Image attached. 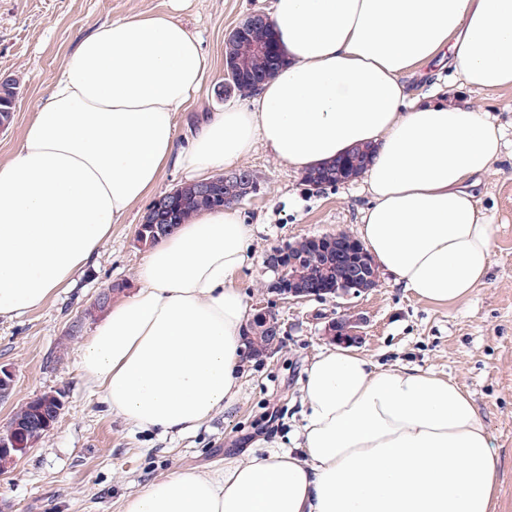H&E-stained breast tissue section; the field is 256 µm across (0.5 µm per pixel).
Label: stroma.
Here are the masks:
<instances>
[{
	"label": "stroma",
	"instance_id": "35a3bbf8",
	"mask_svg": "<svg viewBox=\"0 0 512 512\" xmlns=\"http://www.w3.org/2000/svg\"><path fill=\"white\" fill-rule=\"evenodd\" d=\"M274 0H0V78L11 77L19 94L11 124L0 129V162L18 147L35 104L79 40L102 24L144 13H170L201 42L210 60L204 80L182 112L176 132L186 135L212 112L244 96L226 92L225 37L254 12L272 14ZM412 94L439 90L487 112L504 133L503 157L480 180L476 198L493 230V264L471 296L452 305L416 297L381 274L377 287L343 300L280 299L267 293L263 260L272 247L307 236L357 233L369 197L354 181L318 189L301 173L256 144L242 166L252 169L260 191L239 207L253 235L233 285L250 311L275 310L282 343L262 361L242 368L236 400L199 429L162 434L128 426L82 379L78 355L84 335L69 336L74 320L111 282L135 283L147 252L136 241L149 207H133L102 244L96 263L46 305L15 319H0V365L14 373L11 394L0 400V431L22 404L60 393L63 409L54 426L7 471L0 472V512H123L129 495L177 472H205L242 457L257 441L291 447L306 422L301 391L311 360L328 342L330 319H364L358 349L380 368L409 366L448 375L469 391L499 458L497 512H512V89L473 90L437 60L407 77Z\"/></svg>",
	"mask_w": 512,
	"mask_h": 512
}]
</instances>
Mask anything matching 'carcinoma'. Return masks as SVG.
<instances>
[{"label": "carcinoma", "instance_id": "1", "mask_svg": "<svg viewBox=\"0 0 512 512\" xmlns=\"http://www.w3.org/2000/svg\"><path fill=\"white\" fill-rule=\"evenodd\" d=\"M267 17H245L240 23L241 30L225 44V58L233 63V70L227 76V88L242 95L254 92L263 82L271 78L283 65L280 52L269 51L266 44L272 31ZM18 95L17 81L13 78L0 79V125L12 122ZM372 150L368 146L352 148L333 163L308 172L304 181L315 187H335L361 176L370 166ZM247 172L241 168L228 177H211L208 192L202 193L194 182H183L169 192L155 199L148 208L144 223L137 230V241L151 246L169 235L177 225L187 223L193 216L207 210L237 206L251 197L244 189L239 175ZM346 248L342 254L336 250L321 251L308 237L287 245L285 266L289 273L302 284H313L319 280L341 281L358 270L361 245L354 235L343 233ZM248 349L254 354L265 355L273 352L280 343V332L270 329L255 319L246 333ZM41 407L29 401L15 412L11 425L24 431L23 438L36 441L46 432L37 428Z\"/></svg>", "mask_w": 512, "mask_h": 512}]
</instances>
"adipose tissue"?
<instances>
[{"label": "adipose tissue", "instance_id": "adipose-tissue-1", "mask_svg": "<svg viewBox=\"0 0 512 512\" xmlns=\"http://www.w3.org/2000/svg\"><path fill=\"white\" fill-rule=\"evenodd\" d=\"M272 26L285 66L184 144L175 116L209 68L188 29L145 13L81 39L0 163V318L69 285L168 166L198 179L258 142L305 172L370 146L358 233L380 269L437 305L484 282L492 226L474 189L502 129L467 104L411 101L403 78L443 57L468 87L512 88V0H275ZM251 235L233 208L178 225L84 339L86 385L131 427L187 432L238 395L248 306L231 279ZM303 392L293 450L170 474L123 512H496L499 460L454 379L335 346Z\"/></svg>", "mask_w": 512, "mask_h": 512}]
</instances>
